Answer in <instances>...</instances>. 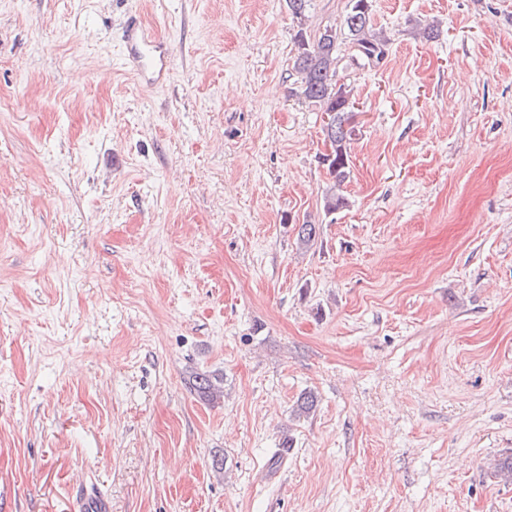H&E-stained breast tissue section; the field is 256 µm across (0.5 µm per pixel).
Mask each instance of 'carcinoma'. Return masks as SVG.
<instances>
[{
    "mask_svg": "<svg viewBox=\"0 0 512 512\" xmlns=\"http://www.w3.org/2000/svg\"><path fill=\"white\" fill-rule=\"evenodd\" d=\"M311 0H288V10L296 21L293 69L298 76L297 94L319 107L327 117L324 125L331 145L325 156L332 184L322 196L324 214L333 215L348 205L340 186L350 175V141L354 135L349 105L350 91L336 80V67L341 46L352 49L351 61L380 62L387 53L388 39L375 32L371 24V0H348L347 11L340 26L326 25L315 35L308 34L307 10ZM191 388L202 401L213 403L224 395V375L194 372ZM493 476L512 484V455L495 460Z\"/></svg>",
    "mask_w": 512,
    "mask_h": 512,
    "instance_id": "1",
    "label": "carcinoma"
}]
</instances>
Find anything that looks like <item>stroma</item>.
<instances>
[{
  "label": "stroma",
  "instance_id": "obj_1",
  "mask_svg": "<svg viewBox=\"0 0 512 512\" xmlns=\"http://www.w3.org/2000/svg\"><path fill=\"white\" fill-rule=\"evenodd\" d=\"M371 23L328 219L286 0H0V512H512V0ZM128 47V61L134 67L139 79L155 86L166 78L169 59L162 50L159 37L152 31L135 27L127 28L124 34ZM191 388L202 401L213 403L224 395V376L214 372H194L190 375Z\"/></svg>",
  "mask_w": 512,
  "mask_h": 512
}]
</instances>
